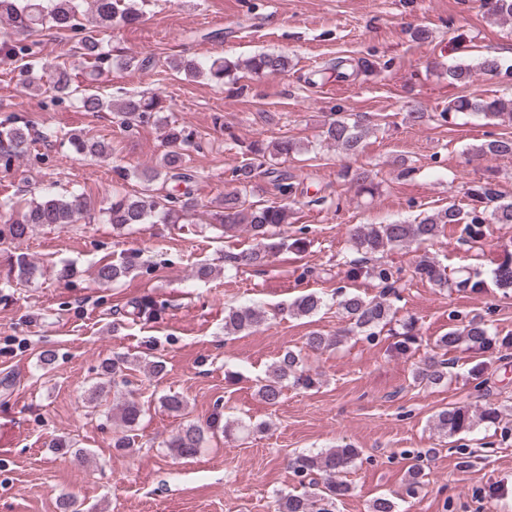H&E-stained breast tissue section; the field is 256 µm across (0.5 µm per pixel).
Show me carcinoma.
<instances>
[{"label":"carcinoma","mask_w":512,"mask_h":512,"mask_svg":"<svg viewBox=\"0 0 512 512\" xmlns=\"http://www.w3.org/2000/svg\"><path fill=\"white\" fill-rule=\"evenodd\" d=\"M143 0H88V7L79 10L77 0H0V21L4 20L16 28L21 36L7 45L5 56L10 60L23 62L22 68L29 71L25 85L30 91L51 93L56 101L74 100L86 112L108 110L120 127L132 129L137 124L154 117L162 109V100L154 96L127 95L119 104H114L97 93L80 90L72 85L66 66L59 63L53 66L48 84L40 83V77L31 72L36 64V51L33 37L39 35L44 26L49 25L58 30L71 31L79 36L78 50L81 57L97 63H104L109 56L103 51L101 32L110 28L116 20L132 23L142 17ZM484 14L501 23L512 24V0H481ZM289 61L284 55L258 53L245 60H230L224 57L180 58L170 61V67L187 76L204 75L210 80L222 84L224 78L238 71L254 74H284L288 72ZM501 69V62L493 56H485L475 64L459 62L448 66V78L456 83L467 84L473 74L496 73ZM481 116L493 125L508 123L512 125V95L504 96H457L448 104V108L438 113L444 124H452L460 114ZM164 134L167 151L162 159L163 171H155L148 177L152 181L160 176L184 185L177 195L165 198V203L158 202L150 193H143L134 198L115 194L107 208L108 220L116 228L146 224L155 215H160L164 224L174 223L180 214L195 208L193 183L195 175L187 169L183 153L184 146L191 143L192 135L176 121L164 122ZM370 130L360 121L352 123L345 119H334L325 124L322 131L324 140L342 149L347 154L356 155L364 147ZM55 139L65 140L78 155L104 154L109 144L89 140L78 133L53 134ZM30 142V130L27 124L16 121L0 130V160L9 165L12 158L26 152ZM297 151L296 144L289 141H277L266 146L262 141H255L247 149V161L232 171V180L238 184L249 182L254 176L255 160L260 157L287 156ZM477 158L512 157V135L487 134L481 144L471 148ZM343 180L355 184L368 194L377 188L371 171L359 168H346L341 171ZM466 195L472 201L468 210L462 209L454 202L448 206L421 217L413 223L393 222L390 224H356L350 232L352 249L360 257L349 261L348 278L369 279L381 288L375 298H368L349 290L347 286L336 288V305L342 316L343 327L335 335H324L313 331L307 336L306 346L309 350L326 351L342 344L351 336H362L368 342L376 340L384 329L403 336L398 348L408 352L419 346L421 338L412 318H398L399 300L396 284L398 271L393 266L380 260V255L387 250L409 244L418 246L431 245L447 227L460 228V237L467 243L476 244L490 234L495 224H512V199H505L490 180L478 181L466 189ZM89 207L83 193H71L57 196L51 192L41 201L21 203L5 199L0 202V215L7 219L0 224V244L15 243L26 238L35 225L73 224ZM292 212L285 202L279 205L262 207L247 206L239 191L224 194L216 220L224 235L230 236L244 228L257 240L249 251L232 256L233 262L247 266L260 267L274 256L280 244L269 242L272 230L290 224ZM136 268L133 259L119 263H103L94 270V278L100 284L116 282L132 273ZM13 277L19 282L32 283L42 275L40 267L26 259L17 257L11 267ZM414 274L422 281L439 287L454 288L458 292H477L485 288L486 280L481 268L465 266L448 275V266L437 257L426 252L418 261ZM493 285L504 291L512 289V255H506L491 270ZM325 300L317 292H309L294 299L288 306V314L295 317H310L320 312ZM448 332L436 338L433 348L426 353L412 372V381L417 387H430L448 381V350L459 346L476 353H483L499 344L512 348V337L499 339L491 331L486 321L474 315L466 321L455 322ZM267 321L266 311L258 306H239L229 308L224 315V331L228 334L249 333ZM130 364L129 357L119 356L102 366L103 375L112 378V387L127 385L125 370ZM318 384V379L306 369L300 354L286 351L274 359L266 369L265 378L257 385V394L266 404L274 406L280 402L283 389L290 386L299 390H310ZM118 419L125 431L115 438L114 447L119 450H133L134 431L141 406L129 394L117 406ZM503 420L502 411L497 407H486L474 414L462 406H450L438 411L432 417L434 427L447 437L468 432L476 424L486 422L498 425ZM207 428L214 431L224 430V435L233 431L253 432V428L213 418ZM205 428V429H207ZM205 429L189 424L178 429L166 443L170 452L181 459L195 457L205 439ZM359 456L356 448L344 446L331 448L319 453H299L289 461L295 477L303 488L300 494L284 493L275 501L274 512H336L338 501L350 492L349 484L343 479V473Z\"/></svg>","instance_id":"carcinoma-1"}]
</instances>
